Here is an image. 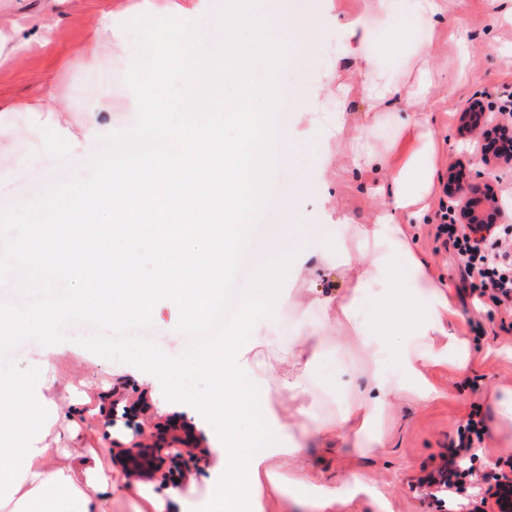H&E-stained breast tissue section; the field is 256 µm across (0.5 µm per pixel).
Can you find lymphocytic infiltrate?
I'll list each match as a JSON object with an SVG mask.
<instances>
[{
    "mask_svg": "<svg viewBox=\"0 0 512 512\" xmlns=\"http://www.w3.org/2000/svg\"><path fill=\"white\" fill-rule=\"evenodd\" d=\"M433 240L456 259L460 269L461 296L473 297L488 313L512 316V224L497 225L488 235L476 237L457 224L448 206H441ZM486 423L473 410L457 427L436 468L420 477L418 485L439 505L470 507L471 512H512V457L494 464L492 480L483 492L467 485L474 460L484 443Z\"/></svg>",
    "mask_w": 512,
    "mask_h": 512,
    "instance_id": "lymphocytic-infiltrate-1",
    "label": "lymphocytic infiltrate"
}]
</instances>
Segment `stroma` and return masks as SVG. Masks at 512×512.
<instances>
[{"mask_svg": "<svg viewBox=\"0 0 512 512\" xmlns=\"http://www.w3.org/2000/svg\"><path fill=\"white\" fill-rule=\"evenodd\" d=\"M225 0H0V29L18 31L31 44L30 51L0 62V205L35 199L49 184L71 174L87 175L90 154L103 149L105 135L134 125L137 101L127 85L107 86L115 108L100 122L104 135L89 149L71 150L68 140L80 136L89 109L88 93L98 75L127 71L133 54L125 22L145 13L174 16L185 21L205 20L219 12ZM304 15L313 17L319 32L303 55L293 58L278 73L280 87L295 99L286 120L289 138L314 144L313 153L276 166L274 192L264 211L267 227L250 241L256 262L268 260L277 243L293 242L306 256L302 272H289L276 306L275 321H262L254 329L248 361L258 375L288 368L292 339L300 323L323 322L319 298L343 295L347 288L343 268L328 265L326 254L341 251L347 224L372 223L385 208L386 198L376 193L378 174L357 172L346 160L345 142L356 127L375 122L381 136L378 152H386L410 116L406 104L370 111L363 93L357 60L343 28L348 17L365 16L375 33L368 50L378 66L402 77L423 45H430L432 63L441 80L434 89V104L426 132L441 145L436 182L448 179V161L459 152V115L462 107L481 100L496 108L512 102V0H461L451 14L453 26L467 31L468 49L448 39V28L430 29L414 16L411 0H392L391 8L370 16L369 0H303ZM111 12L112 30L106 40L99 73L87 72L78 59L79 47L101 13ZM402 22L407 30L397 46L386 41L389 26ZM349 89L347 125L343 144L322 140L319 118L336 103V85L330 75ZM56 97L66 111L62 128H55L44 112H22L19 104L47 103ZM40 151L36 166L21 163L22 155ZM302 179L307 190L295 214H288L283 197L289 177ZM438 198H431L424 216L408 221L410 248L423 257L436 282L451 301L445 322L450 334L463 339L466 354L437 347L434 363L416 374L404 352L415 347L417 337L395 324L377 330L381 322L374 300L387 295V285L399 265L391 244H381L385 263L379 279L369 284L355 309V319L369 337L374 358L362 363L347 348L328 346L306 374L311 394L304 402L301 427L281 437L267 463L273 483L252 490L255 512H439L427 496L414 491L416 480L435 468L458 423L480 408L487 434L484 448L473 463L477 475L489 473L497 458L512 455V442L498 430L494 401L512 386V331L500 317L489 316L476 301L461 300L456 262L436 252L433 226ZM346 224H339V217ZM324 224L321 236L298 234L289 240V224ZM179 312L158 302L152 312V339L166 353L180 354L186 337L179 333ZM382 323V322H381ZM92 326H68V342L40 347L29 341L12 353L15 363L29 368L27 352L43 350L55 382L49 393L58 418L48 437L60 464L82 463L103 468L113 485L104 495L108 512H154L152 504L164 502V512H199L212 494V483L224 473V460L215 451L218 434L202 421L194 408L168 402L159 381L137 368L99 357L76 344L91 334ZM397 388L390 404L379 407L362 435L332 436L319 433L323 423L342 416L351 395L368 401L379 397L376 383ZM149 445L179 438L186 455L163 459L152 481L127 477L121 449L130 447L135 431ZM304 449L302 464L286 451Z\"/></svg>", "mask_w": 512, "mask_h": 512, "instance_id": "35a3bbf8", "label": "stroma"}]
</instances>
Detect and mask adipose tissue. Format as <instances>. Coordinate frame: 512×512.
<instances>
[{
  "instance_id": "ef3b65f1",
  "label": "adipose tissue",
  "mask_w": 512,
  "mask_h": 512,
  "mask_svg": "<svg viewBox=\"0 0 512 512\" xmlns=\"http://www.w3.org/2000/svg\"><path fill=\"white\" fill-rule=\"evenodd\" d=\"M355 50L361 51V73L371 107L402 100L424 112L436 77L429 55H421L415 70L407 80L394 79L379 69L366 48L375 34L365 20L355 18L345 24ZM376 127H360L349 147L353 166L383 170L386 177L389 203L375 223L356 227L344 250L346 277L350 288L342 300L324 304L325 322L318 327L300 325L293 341L291 355L300 363L312 364L319 359L326 332L358 337V348L365 358L373 351L362 339V329L352 317V309L361 298L363 288L378 279L383 257L380 241H389L402 256L409 273V287L400 304L409 311L405 327L413 329L421 339L420 346L407 351L412 362L427 361L435 337L444 335L443 321L450 302L441 286L432 278L427 263L412 254L401 215L415 216L428 207L434 191L437 145L423 130L421 120L406 122L402 135L391 155L378 153L373 143ZM37 373L26 382H18L13 373L0 371V397L24 388L34 403H47V391L53 377L48 362L35 359ZM17 418L0 414V512H106L102 496L111 481L103 469L76 471L57 463L55 453L42 433L30 434L22 447L11 442Z\"/></svg>"
}]
</instances>
